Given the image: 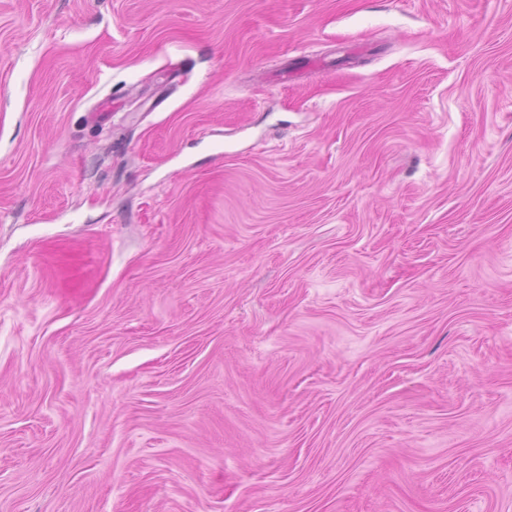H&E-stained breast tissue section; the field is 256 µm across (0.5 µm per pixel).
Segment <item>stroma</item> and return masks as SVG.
Listing matches in <instances>:
<instances>
[{
  "mask_svg": "<svg viewBox=\"0 0 512 512\" xmlns=\"http://www.w3.org/2000/svg\"><path fill=\"white\" fill-rule=\"evenodd\" d=\"M0 512H512V0H0Z\"/></svg>",
  "mask_w": 512,
  "mask_h": 512,
  "instance_id": "obj_1",
  "label": "stroma"
}]
</instances>
